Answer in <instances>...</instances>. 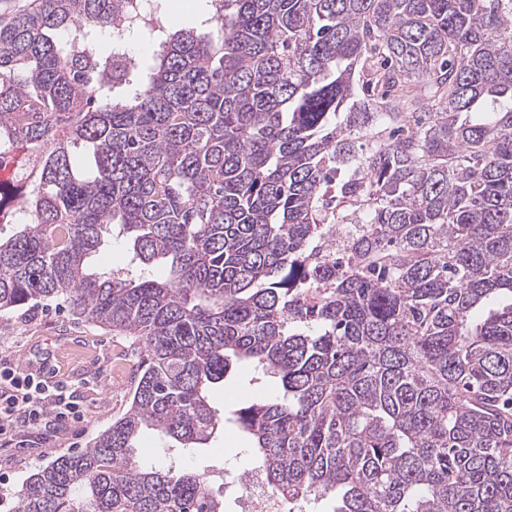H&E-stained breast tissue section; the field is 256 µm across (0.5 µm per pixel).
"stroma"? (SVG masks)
Wrapping results in <instances>:
<instances>
[{
    "instance_id": "1",
    "label": "stroma",
    "mask_w": 512,
    "mask_h": 512,
    "mask_svg": "<svg viewBox=\"0 0 512 512\" xmlns=\"http://www.w3.org/2000/svg\"><path fill=\"white\" fill-rule=\"evenodd\" d=\"M40 350L46 351L61 379L77 391L84 418L58 423L46 440L0 446V512H14L18 493L30 474L59 456L82 452L126 411L128 393L145 354L143 347L131 345L118 333L76 320L57 301L0 314V358L17 364ZM280 389L277 378L257 375L251 365L242 363L216 385L212 402L217 409L230 410L250 394L272 396ZM141 445L149 450L143 458L146 465L186 467L204 474L216 488H223L225 476H241L254 468L246 453L247 438L230 425L203 448L169 446L152 430L144 432ZM223 490L224 512H239V488Z\"/></svg>"
}]
</instances>
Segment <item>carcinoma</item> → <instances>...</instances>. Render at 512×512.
Wrapping results in <instances>:
<instances>
[{
  "instance_id": "carcinoma-1",
  "label": "carcinoma",
  "mask_w": 512,
  "mask_h": 512,
  "mask_svg": "<svg viewBox=\"0 0 512 512\" xmlns=\"http://www.w3.org/2000/svg\"><path fill=\"white\" fill-rule=\"evenodd\" d=\"M165 2L118 79L121 0L0 15V312L145 349L16 512H224L137 449L227 420L288 512H512V0H201L203 35ZM109 239L133 268L92 265ZM239 362L282 392L223 420Z\"/></svg>"
}]
</instances>
